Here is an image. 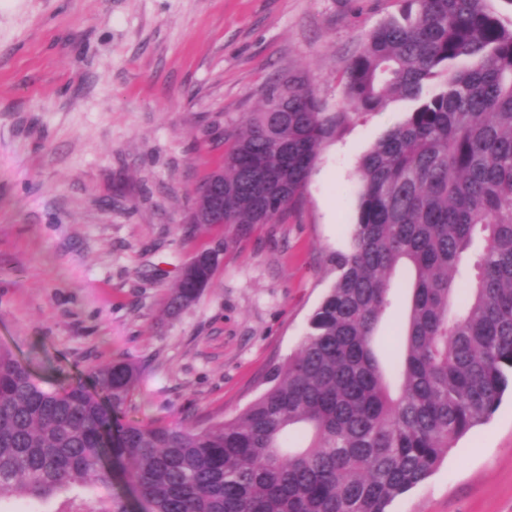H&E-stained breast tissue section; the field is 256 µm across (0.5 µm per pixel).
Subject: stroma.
<instances>
[{
    "label": "stroma",
    "mask_w": 512,
    "mask_h": 512,
    "mask_svg": "<svg viewBox=\"0 0 512 512\" xmlns=\"http://www.w3.org/2000/svg\"><path fill=\"white\" fill-rule=\"evenodd\" d=\"M404 0H0V347L44 387L124 360L128 418L230 419L299 347L347 250L358 162L412 105L351 115L300 202L224 253L199 300L166 311L220 224L186 218L224 128L300 75L347 112L344 72ZM389 512H512V392Z\"/></svg>",
    "instance_id": "35a3bbf8"
}]
</instances>
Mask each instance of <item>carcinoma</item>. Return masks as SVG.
<instances>
[{"instance_id": "cac0c4a2", "label": "carcinoma", "mask_w": 512, "mask_h": 512, "mask_svg": "<svg viewBox=\"0 0 512 512\" xmlns=\"http://www.w3.org/2000/svg\"><path fill=\"white\" fill-rule=\"evenodd\" d=\"M372 28L345 81L350 108L415 102L364 154L357 222L298 352L236 418L200 427L126 418L139 369L115 362L47 389L0 349V501L70 494L59 512H118L83 486L119 473L138 512H388L452 442L487 421L512 382V27L487 0H406ZM349 117L301 77L263 90L224 128V247L302 196L321 144ZM411 280L402 358L376 333ZM474 270L460 292L457 276ZM216 266L178 279L191 305Z\"/></svg>"}]
</instances>
